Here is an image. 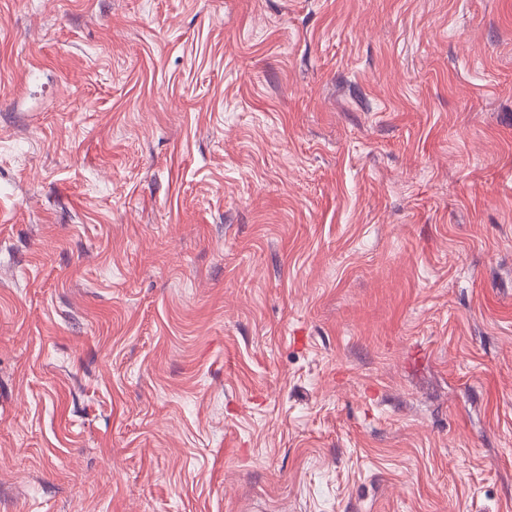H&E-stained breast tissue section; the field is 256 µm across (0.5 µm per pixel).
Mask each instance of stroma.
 Here are the masks:
<instances>
[{"label":"stroma","instance_id":"35a3bbf8","mask_svg":"<svg viewBox=\"0 0 512 512\" xmlns=\"http://www.w3.org/2000/svg\"><path fill=\"white\" fill-rule=\"evenodd\" d=\"M0 512H512V0H0Z\"/></svg>","mask_w":512,"mask_h":512}]
</instances>
